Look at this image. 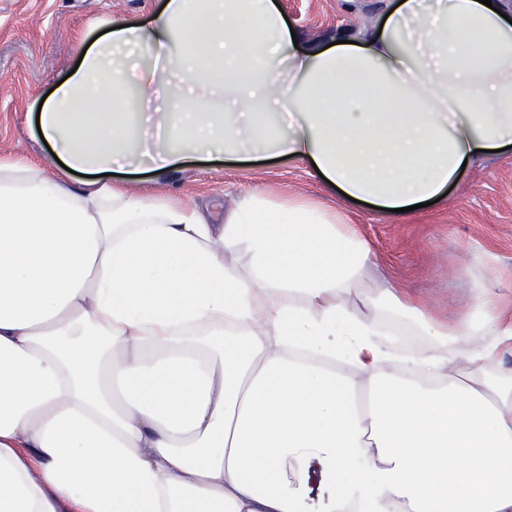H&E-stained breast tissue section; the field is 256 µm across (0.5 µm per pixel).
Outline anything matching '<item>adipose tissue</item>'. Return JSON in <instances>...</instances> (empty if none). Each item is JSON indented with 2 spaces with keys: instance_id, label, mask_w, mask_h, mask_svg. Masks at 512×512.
I'll list each match as a JSON object with an SVG mask.
<instances>
[{
  "instance_id": "1",
  "label": "adipose tissue",
  "mask_w": 512,
  "mask_h": 512,
  "mask_svg": "<svg viewBox=\"0 0 512 512\" xmlns=\"http://www.w3.org/2000/svg\"><path fill=\"white\" fill-rule=\"evenodd\" d=\"M0 157V512H512V309L454 322L340 208L143 198L113 168L303 160L345 201L444 196L512 146V0H392L375 37L294 45L276 0L105 22ZM420 342L397 347L386 316ZM328 491L321 483L319 474H312L309 492L304 502L305 512H323L325 511Z\"/></svg>"
}]
</instances>
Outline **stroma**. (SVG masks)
I'll list each match as a JSON object with an SVG mask.
<instances>
[{
  "label": "stroma",
  "instance_id": "obj_1",
  "mask_svg": "<svg viewBox=\"0 0 512 512\" xmlns=\"http://www.w3.org/2000/svg\"><path fill=\"white\" fill-rule=\"evenodd\" d=\"M289 25L312 43L337 35L369 33L387 0H276ZM160 0H0V156L42 160L47 149L33 131V113L54 83L75 66L80 45L100 33V21L147 20ZM118 183L139 195L166 194L184 202L206 199L231 206L259 190L276 204L307 199L329 207L339 197L310 173L306 163L193 161L161 177L121 175ZM349 221L367 239L376 263L368 288L392 280L434 314L449 320L471 302L460 267L495 256L499 289L512 298V150L475 161L459 182L432 205L395 218L349 203Z\"/></svg>",
  "mask_w": 512,
  "mask_h": 512
}]
</instances>
